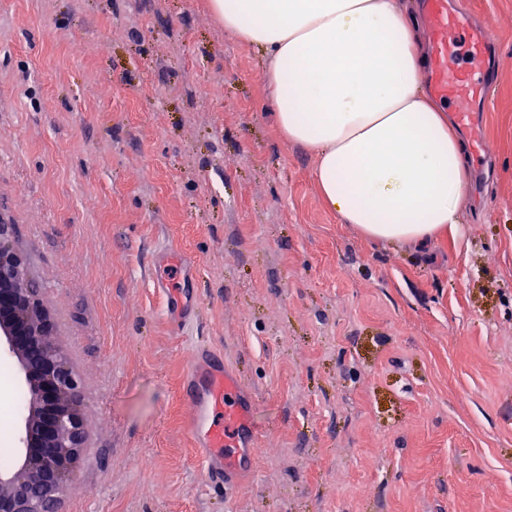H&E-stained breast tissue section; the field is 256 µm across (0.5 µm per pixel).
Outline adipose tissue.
Listing matches in <instances>:
<instances>
[{"label":"adipose tissue","mask_w":512,"mask_h":512,"mask_svg":"<svg viewBox=\"0 0 512 512\" xmlns=\"http://www.w3.org/2000/svg\"><path fill=\"white\" fill-rule=\"evenodd\" d=\"M211 10L265 53L275 122L312 153L340 223L420 247L458 229L466 141L423 84L430 48L408 0H211Z\"/></svg>","instance_id":"ef3b65f1"}]
</instances>
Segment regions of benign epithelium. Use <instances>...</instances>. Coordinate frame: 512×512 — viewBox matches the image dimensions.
<instances>
[{
  "label": "benign epithelium",
  "instance_id": "benign-epithelium-1",
  "mask_svg": "<svg viewBox=\"0 0 512 512\" xmlns=\"http://www.w3.org/2000/svg\"><path fill=\"white\" fill-rule=\"evenodd\" d=\"M11 226L0 224V356H16L23 373L21 461L0 470V512H57L74 482L85 442L81 384L53 341L22 258L10 247Z\"/></svg>",
  "mask_w": 512,
  "mask_h": 512
}]
</instances>
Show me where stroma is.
<instances>
[{"label":"stroma","instance_id":"1","mask_svg":"<svg viewBox=\"0 0 512 512\" xmlns=\"http://www.w3.org/2000/svg\"><path fill=\"white\" fill-rule=\"evenodd\" d=\"M448 6L492 36L488 166L420 251L323 206L209 0H0V219L81 380L58 512H512V0ZM200 344L254 397L232 491L179 394ZM157 287L164 288L167 293V314L171 320H174V324L179 326L186 319L181 293L164 282H157Z\"/></svg>","mask_w":512,"mask_h":512}]
</instances>
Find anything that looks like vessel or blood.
<instances>
[{
	"label": "vessel or blood",
	"instance_id": "b4317fda",
	"mask_svg": "<svg viewBox=\"0 0 512 512\" xmlns=\"http://www.w3.org/2000/svg\"><path fill=\"white\" fill-rule=\"evenodd\" d=\"M421 11L432 21V89L450 103L462 124H470L473 104L485 100L490 88L487 71L479 61L487 52L490 31L472 28L466 9L449 10L448 0H423ZM182 396L190 408L206 479L239 486L244 471L255 463L258 436L250 429L233 436L229 428L242 427L250 394L220 355L203 349L184 372Z\"/></svg>",
	"mask_w": 512,
	"mask_h": 512
}]
</instances>
